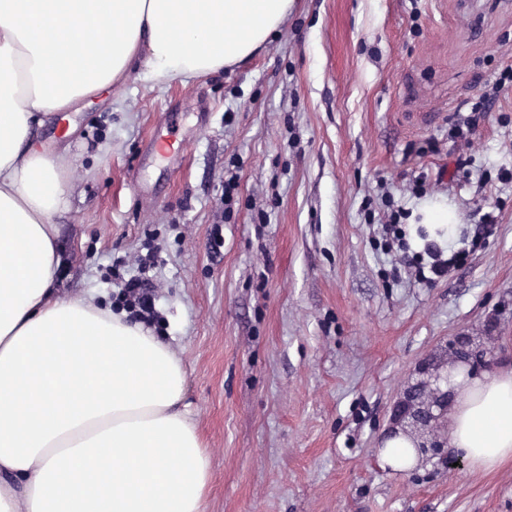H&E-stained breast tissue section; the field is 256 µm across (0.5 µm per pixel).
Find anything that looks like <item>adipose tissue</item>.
Wrapping results in <instances>:
<instances>
[{
    "label": "adipose tissue",
    "mask_w": 512,
    "mask_h": 512,
    "mask_svg": "<svg viewBox=\"0 0 512 512\" xmlns=\"http://www.w3.org/2000/svg\"><path fill=\"white\" fill-rule=\"evenodd\" d=\"M293 0H0V512H205L210 463L169 343L59 290L69 191L33 138L132 73L185 80L262 48ZM430 239L460 218L416 209ZM449 448L512 462V365L456 374Z\"/></svg>",
    "instance_id": "obj_1"
}]
</instances>
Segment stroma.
<instances>
[{
  "label": "stroma",
  "mask_w": 512,
  "mask_h": 512,
  "mask_svg": "<svg viewBox=\"0 0 512 512\" xmlns=\"http://www.w3.org/2000/svg\"><path fill=\"white\" fill-rule=\"evenodd\" d=\"M38 140L70 187L65 294L118 308L157 257L150 327L186 373L206 512H512V463L380 459L461 329L512 362V0H296L240 64L127 80ZM433 198L461 217L439 251L466 256L427 281L405 227Z\"/></svg>",
  "instance_id": "1"
}]
</instances>
